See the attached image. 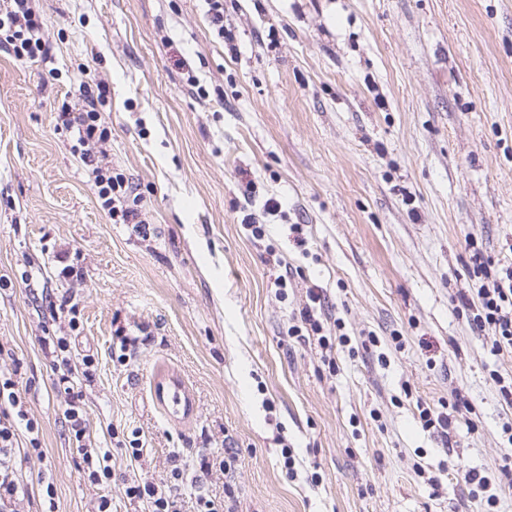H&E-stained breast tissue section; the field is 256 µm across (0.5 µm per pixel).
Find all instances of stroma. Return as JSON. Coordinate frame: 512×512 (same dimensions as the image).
Returning <instances> with one entry per match:
<instances>
[{
    "label": "stroma",
    "instance_id": "1",
    "mask_svg": "<svg viewBox=\"0 0 512 512\" xmlns=\"http://www.w3.org/2000/svg\"><path fill=\"white\" fill-rule=\"evenodd\" d=\"M33 7L51 63L0 51V364L40 424L22 469L56 512L103 495L143 512L126 486L166 480L176 454L183 512L228 486L237 512H483L470 470L512 512V407L491 378L512 356L460 304L473 248L512 264V0H224L230 45L203 0ZM85 85L147 234L101 209L58 118ZM272 197L254 240L243 219ZM313 286L351 339L332 370L288 335ZM65 294L98 357L90 433L148 448H113L107 488L78 468L39 344ZM119 327L139 339L126 367ZM446 404L444 439L419 409ZM228 448L229 474L196 467Z\"/></svg>",
    "mask_w": 512,
    "mask_h": 512
}]
</instances>
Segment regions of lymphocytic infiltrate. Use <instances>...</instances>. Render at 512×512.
<instances>
[{
  "instance_id": "obj_1",
  "label": "lymphocytic infiltrate",
  "mask_w": 512,
  "mask_h": 512,
  "mask_svg": "<svg viewBox=\"0 0 512 512\" xmlns=\"http://www.w3.org/2000/svg\"><path fill=\"white\" fill-rule=\"evenodd\" d=\"M32 0H0V49L18 61H44L49 48L42 35L43 23L36 16ZM84 105L78 111L62 109L60 117L82 147L81 158L91 166L96 194L102 210L109 217L120 218L123 223H136V209L127 206L122 175L113 173L100 146L109 136L98 110V96L91 89L82 92ZM471 278L476 282L474 298L463 299L464 309L469 310L472 328L493 334L494 353L512 354V266L495 268L491 258L482 250H473ZM59 310L64 313L69 328L65 336H45L41 345L50 357V368L55 376V386L63 395L66 408L64 416L74 431L76 452L88 480L95 485L112 483L110 452L95 448L86 429L83 407L84 389L94 378L96 358L79 351L75 333L79 328V310L72 298H62ZM17 383L12 373L0 370V512H24V505L31 500L30 489L17 468L18 426L31 432L30 447L39 451L40 441L34 436L39 424L25 409L16 392ZM171 483L151 481L133 483L125 493L129 499L144 504L147 512H180L177 479L180 469H172Z\"/></svg>"
}]
</instances>
